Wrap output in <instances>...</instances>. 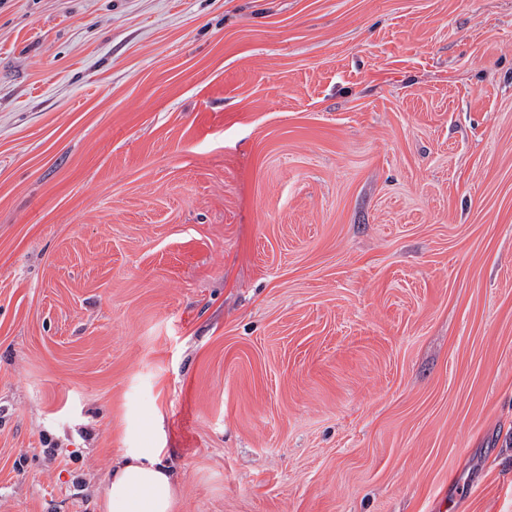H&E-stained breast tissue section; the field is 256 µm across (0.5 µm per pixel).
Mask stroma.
<instances>
[{"label": "stroma", "instance_id": "1", "mask_svg": "<svg viewBox=\"0 0 512 512\" xmlns=\"http://www.w3.org/2000/svg\"><path fill=\"white\" fill-rule=\"evenodd\" d=\"M512 512V0H0V512ZM173 479L162 449L130 448L105 486L108 512H172Z\"/></svg>", "mask_w": 512, "mask_h": 512}]
</instances>
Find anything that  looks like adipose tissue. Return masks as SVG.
Wrapping results in <instances>:
<instances>
[{"instance_id":"obj_1","label":"adipose tissue","mask_w":512,"mask_h":512,"mask_svg":"<svg viewBox=\"0 0 512 512\" xmlns=\"http://www.w3.org/2000/svg\"><path fill=\"white\" fill-rule=\"evenodd\" d=\"M173 479L158 448H132L105 486L108 512H171Z\"/></svg>"}]
</instances>
